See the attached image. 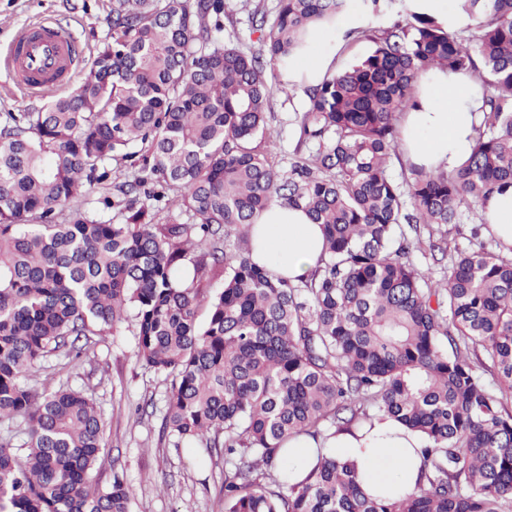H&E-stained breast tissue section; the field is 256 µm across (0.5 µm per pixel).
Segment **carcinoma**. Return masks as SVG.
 <instances>
[{"label": "carcinoma", "mask_w": 512, "mask_h": 512, "mask_svg": "<svg viewBox=\"0 0 512 512\" xmlns=\"http://www.w3.org/2000/svg\"><path fill=\"white\" fill-rule=\"evenodd\" d=\"M346 9L279 0L243 51L209 37L224 0H112V47L81 85L0 123V512H129L124 479L95 474L106 443L93 399L31 381L131 310L137 357L171 378L161 436L224 459V512H512V247L457 249L433 282L404 232H428L436 262L445 226L488 224L483 203L512 186V0H457L474 20L466 36L416 12L361 31L371 52L304 88L297 160L281 171L266 67L288 68ZM434 68L479 85L475 144L451 171L411 165L404 190L391 175L400 121ZM132 158L122 222L81 209L56 220L110 161ZM150 181L192 222L136 205ZM274 200L325 234L322 265L295 283L250 257L253 220ZM379 413L421 435L415 492L373 498L355 464L332 458L290 482L289 438Z\"/></svg>", "instance_id": "obj_1"}]
</instances>
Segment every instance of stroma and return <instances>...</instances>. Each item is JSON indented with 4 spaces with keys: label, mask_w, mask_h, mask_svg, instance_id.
Wrapping results in <instances>:
<instances>
[{
    "label": "stroma",
    "mask_w": 512,
    "mask_h": 512,
    "mask_svg": "<svg viewBox=\"0 0 512 512\" xmlns=\"http://www.w3.org/2000/svg\"><path fill=\"white\" fill-rule=\"evenodd\" d=\"M257 9L267 20H274L277 0H225V44L244 50L256 46L259 34L252 29L251 17ZM111 10L112 0H0V53L20 28L42 23L66 28L81 46L84 63H91L112 40ZM411 11V0H380L375 10L351 0L348 12L358 16L361 31L350 36L342 25L330 27L338 47L336 70L351 67L368 54L371 44L363 36L365 30L399 17L408 18ZM266 74L274 88L269 125L277 160L285 169L295 159V117L304 109L305 95L298 90L281 92L276 67H267ZM56 98L53 92L32 94L20 89L8 71L0 68V116L40 112ZM108 168L109 179L95 185L88 196L72 201L71 206L94 210L117 223L121 220L119 210L107 208L104 200L114 193L116 185L131 179L135 169L122 160L111 161ZM47 364L59 367L60 372L51 381L38 374L36 387L53 389L64 383L95 399L105 422L106 440L98 479L105 485L113 474L124 477L131 489L130 512H224L223 462L204 463L196 446L177 447L159 434L170 380L137 359L135 320L115 327L87 357L69 363L53 355Z\"/></svg>",
    "instance_id": "stroma-1"
}]
</instances>
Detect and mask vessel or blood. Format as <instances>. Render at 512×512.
I'll return each mask as SVG.
<instances>
[{
    "label": "vessel or blood",
    "mask_w": 512,
    "mask_h": 512,
    "mask_svg": "<svg viewBox=\"0 0 512 512\" xmlns=\"http://www.w3.org/2000/svg\"><path fill=\"white\" fill-rule=\"evenodd\" d=\"M81 60L79 44L67 32L44 24L21 28L9 44L5 64L29 91L64 88Z\"/></svg>",
    "instance_id": "obj_1"
}]
</instances>
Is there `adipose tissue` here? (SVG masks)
<instances>
[{"mask_svg":"<svg viewBox=\"0 0 512 512\" xmlns=\"http://www.w3.org/2000/svg\"><path fill=\"white\" fill-rule=\"evenodd\" d=\"M335 55V40L313 39L282 80L298 89L318 83L330 76ZM479 105L477 89L466 76L447 71L424 74L403 120L404 149L411 161L449 170L465 160L474 144ZM323 251L322 230L302 209L274 202L254 220L251 259L274 276L292 281L305 277L317 266ZM419 445L416 432L392 419L377 418L370 427L326 440L306 435L289 439L286 461L290 468L299 469L319 453L352 460L363 471L366 493L398 497L416 489Z\"/></svg>","mask_w":512,"mask_h":512,"instance_id":"1","label":"adipose tissue"}]
</instances>
